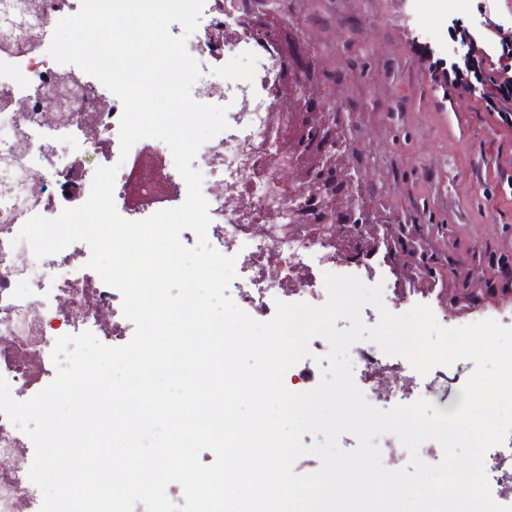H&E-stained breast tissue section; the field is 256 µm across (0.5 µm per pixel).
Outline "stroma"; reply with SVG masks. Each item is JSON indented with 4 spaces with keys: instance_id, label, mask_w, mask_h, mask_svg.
<instances>
[{
    "instance_id": "stroma-1",
    "label": "stroma",
    "mask_w": 512,
    "mask_h": 512,
    "mask_svg": "<svg viewBox=\"0 0 512 512\" xmlns=\"http://www.w3.org/2000/svg\"><path fill=\"white\" fill-rule=\"evenodd\" d=\"M406 0H298L286 49L316 46L322 93L345 100L348 163L366 203L424 225L422 247L438 271L403 279L404 257L381 269L411 305L430 306L441 325L512 319V112L485 98L442 93Z\"/></svg>"
}]
</instances>
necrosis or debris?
<instances>
[{"label":"necrosis or debris","mask_w":512,"mask_h":512,"mask_svg":"<svg viewBox=\"0 0 512 512\" xmlns=\"http://www.w3.org/2000/svg\"><path fill=\"white\" fill-rule=\"evenodd\" d=\"M240 0H204L199 24L187 41L202 75L192 92L197 101L226 106L227 129L205 142L192 163L203 175L208 203L209 244L234 257V302L253 318L273 317L276 301L324 305V276L353 275L377 285L373 256L348 261L318 224H284L275 211L288 192L282 170L289 156L277 149L286 121L277 110L280 65L272 43L237 26ZM81 0H0V377L12 396L45 388L55 377L52 350L64 335L92 332L102 343H125L133 325L122 314V298L101 278L75 276L66 268L69 250L33 258L17 242L33 216L57 217L61 209L47 193L83 204L96 167L117 166L114 202L127 220L181 205L187 187L161 140L136 142V158L121 159L122 103L95 77L57 63L48 48L57 22L75 14ZM223 40H215V32ZM250 69L226 75L227 57ZM97 142L81 137L86 125ZM359 388L370 402L410 404L448 381L451 367L420 375L379 346L355 349ZM0 512H41L42 495L30 481V438L0 415ZM485 469L496 502L512 506V436L489 450Z\"/></svg>","instance_id":"necrosis-or-debris-1"}]
</instances>
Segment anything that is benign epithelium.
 <instances>
[{
    "label": "benign epithelium",
    "mask_w": 512,
    "mask_h": 512,
    "mask_svg": "<svg viewBox=\"0 0 512 512\" xmlns=\"http://www.w3.org/2000/svg\"><path fill=\"white\" fill-rule=\"evenodd\" d=\"M279 58L281 91L295 114L288 136L280 141L291 157L284 172L298 173L287 181L281 213L293 224L309 222L314 211L326 214L334 231L346 224L359 225L365 231L363 246L373 254L382 249L389 253L397 242L417 250L413 228L382 220L364 201L346 163L349 147L336 123V99L316 95L311 57L299 60L281 52Z\"/></svg>",
    "instance_id": "1"
}]
</instances>
